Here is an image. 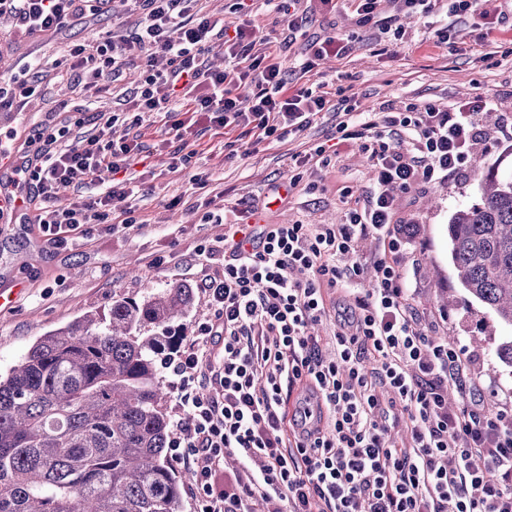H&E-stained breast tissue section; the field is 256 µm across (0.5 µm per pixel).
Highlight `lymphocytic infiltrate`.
Returning a JSON list of instances; mask_svg holds the SVG:
<instances>
[{
	"label": "lymphocytic infiltrate",
	"instance_id": "obj_1",
	"mask_svg": "<svg viewBox=\"0 0 512 512\" xmlns=\"http://www.w3.org/2000/svg\"><path fill=\"white\" fill-rule=\"evenodd\" d=\"M107 2L0 0V17L20 37L58 34ZM130 2L140 13L135 32L64 55L87 91L142 59L124 115L92 113L98 133L77 146L68 126L46 118L21 157L33 227L52 247L67 249L89 224L123 231L141 223L127 202L138 145L116 126L135 127L144 112H185L228 133L246 128L261 143L299 137L335 110L338 141L358 146L374 170L363 204L341 223L254 226L250 211H238L223 245L202 249L204 260L223 259L224 276L203 284L208 314L165 362L176 392L169 458L193 473L198 512H512V405L449 410V386L465 395L473 388L469 358L420 322L404 273L410 242L396 220L399 195L473 167L494 100L480 93L361 112L354 95L337 101L318 84L292 87L269 40H257L246 0L221 16L204 13L201 0ZM216 45L229 67L207 66ZM99 182L105 189L94 200L48 206L61 191ZM367 236L381 245L369 261L357 255ZM344 256L351 265H340ZM330 290L349 292L350 305L328 358L311 328L326 317ZM400 426L406 440L392 444L388 434ZM230 456L237 467H226Z\"/></svg>",
	"mask_w": 512,
	"mask_h": 512
}]
</instances>
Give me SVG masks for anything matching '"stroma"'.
<instances>
[{"instance_id": "1", "label": "stroma", "mask_w": 512, "mask_h": 512, "mask_svg": "<svg viewBox=\"0 0 512 512\" xmlns=\"http://www.w3.org/2000/svg\"><path fill=\"white\" fill-rule=\"evenodd\" d=\"M481 6L506 16L501 31L488 42L477 40L471 17L450 16L438 7L423 25L402 16L401 0H391L389 12L399 16L403 35L386 42L376 28L358 24L351 0H338L332 9L319 0H302L298 14L305 35L278 55L289 68L304 55L308 40L328 33L349 38L348 56L321 61L311 80L334 96L352 87L363 112L378 111L389 101L452 103L478 93L490 95L499 104V114L486 125L490 140L477 160L487 166L512 152V138L501 131L504 116L512 113V0H481ZM137 20V13L120 0L92 20L72 23L55 35L16 38L9 34L10 19H0V76L10 77L27 63L40 82L39 96L22 110L0 112V140L23 149L49 115L71 125L72 142L95 134L93 124H77L75 107L81 98L58 78L53 62L63 44L99 34L126 35ZM171 124L167 114L149 112L129 131L148 167L136 197L142 223L116 233L106 225H92L89 235L75 238L64 250L41 241L35 232L21 233L0 223V290L15 296L12 304L0 307L1 373L46 332L88 312H107L115 294L138 299L156 288L186 283L196 289L203 280L221 278V264L196 256L199 246H215L224 238V225L206 216L213 193L224 192L239 209L261 212L267 224H336L371 182L365 154L337 143L332 114L292 141L258 145L252 135L233 132L232 157L224 149V134L199 124L178 139ZM320 142L336 148L329 166L309 168L302 184L291 185L293 155ZM186 154L192 160L184 166L179 159ZM197 174L207 176L206 188L194 185ZM309 183L316 184L315 192L306 191ZM275 186L287 188L284 201H272ZM477 197L478 182L470 170L401 198L397 219L418 242L405 259L415 309L433 335L453 337L471 357L473 381L484 406L491 407L512 401V373L488 372L497 341L512 332L500 327L493 340H482L480 315L448 302V222L459 206Z\"/></svg>"}]
</instances>
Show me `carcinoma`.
<instances>
[{
	"mask_svg": "<svg viewBox=\"0 0 512 512\" xmlns=\"http://www.w3.org/2000/svg\"><path fill=\"white\" fill-rule=\"evenodd\" d=\"M476 171L480 195L448 224L465 305L512 328V173ZM188 284L117 296L51 330L0 376V512H179L162 361L186 335ZM512 369V338L495 347Z\"/></svg>",
	"mask_w": 512,
	"mask_h": 512,
	"instance_id": "obj_1",
	"label": "carcinoma"
}]
</instances>
